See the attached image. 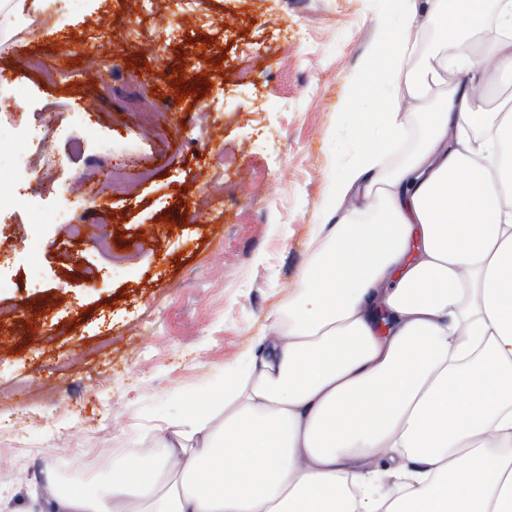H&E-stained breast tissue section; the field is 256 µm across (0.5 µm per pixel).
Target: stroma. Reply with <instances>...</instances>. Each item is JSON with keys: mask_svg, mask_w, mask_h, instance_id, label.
Listing matches in <instances>:
<instances>
[{"mask_svg": "<svg viewBox=\"0 0 512 512\" xmlns=\"http://www.w3.org/2000/svg\"><path fill=\"white\" fill-rule=\"evenodd\" d=\"M34 18L0 42L9 512H31L43 466L83 463L81 487L102 492L129 449L161 452L165 422L209 411L225 368L287 310L342 157L382 123L383 76L363 63L402 24L390 0H191L173 29L128 0H59ZM102 20L111 35L91 43ZM205 34L213 45H199ZM32 55L64 80L28 70ZM78 69L93 83L69 80ZM198 75L208 95L176 104V78ZM142 77L156 100L149 125L129 103ZM112 163L155 173L112 195L100 189ZM75 181L112 250L69 236L61 188Z\"/></svg>", "mask_w": 512, "mask_h": 512, "instance_id": "obj_1", "label": "stroma"}]
</instances>
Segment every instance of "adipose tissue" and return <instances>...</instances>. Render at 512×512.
I'll return each instance as SVG.
<instances>
[{"instance_id": "ef3b65f1", "label": "adipose tissue", "mask_w": 512, "mask_h": 512, "mask_svg": "<svg viewBox=\"0 0 512 512\" xmlns=\"http://www.w3.org/2000/svg\"><path fill=\"white\" fill-rule=\"evenodd\" d=\"M426 4L370 53L382 127L212 415L173 422L162 456L135 449L146 474L113 475L111 496L58 492L45 472L44 512H512V113L477 106L512 71V0ZM427 24L445 36L415 68ZM411 113L426 132L389 163Z\"/></svg>"}]
</instances>
